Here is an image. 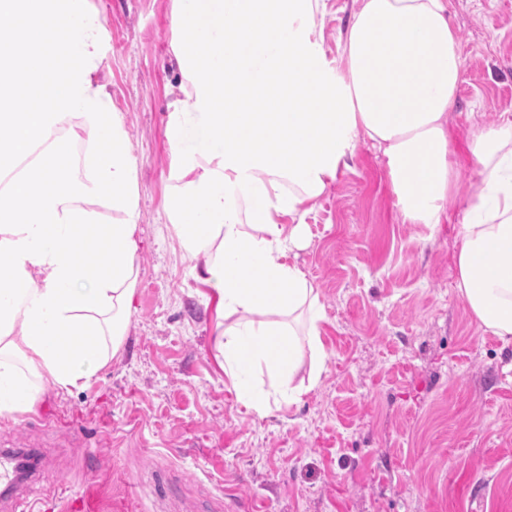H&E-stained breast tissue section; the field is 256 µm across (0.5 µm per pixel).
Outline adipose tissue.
Wrapping results in <instances>:
<instances>
[{
	"mask_svg": "<svg viewBox=\"0 0 512 512\" xmlns=\"http://www.w3.org/2000/svg\"><path fill=\"white\" fill-rule=\"evenodd\" d=\"M324 0H172L179 73L168 105L165 215L214 299V350L256 413L298 404L304 353L324 351L319 292L290 255L307 214L359 143L386 161L404 223L437 226L459 178L448 123L460 46L446 0H361L327 62ZM0 167L29 143L42 160L0 194V417L39 393L86 387L118 353L134 310L140 211L122 118L88 0H0ZM89 174L61 188L69 141ZM479 177L455 257L456 286L484 331L512 343V119L472 127ZM112 193L117 217L96 207ZM304 320L298 343L291 317ZM268 389H258L255 368Z\"/></svg>",
	"mask_w": 512,
	"mask_h": 512,
	"instance_id": "obj_1",
	"label": "adipose tissue"
}]
</instances>
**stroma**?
Here are the masks:
<instances>
[{
	"label": "stroma",
	"instance_id": "1",
	"mask_svg": "<svg viewBox=\"0 0 512 512\" xmlns=\"http://www.w3.org/2000/svg\"><path fill=\"white\" fill-rule=\"evenodd\" d=\"M461 55L448 120L512 118V0H447ZM102 78L135 160V310L109 365L0 418V448L34 461L29 512H512V345L485 333L454 256L478 177L462 162L449 219L403 223L384 158L359 145L306 218L296 262L326 321L316 389L247 410L215 359L213 302L165 217L164 117L177 81L172 0H89ZM359 0H325L327 61Z\"/></svg>",
	"mask_w": 512,
	"mask_h": 512
}]
</instances>
